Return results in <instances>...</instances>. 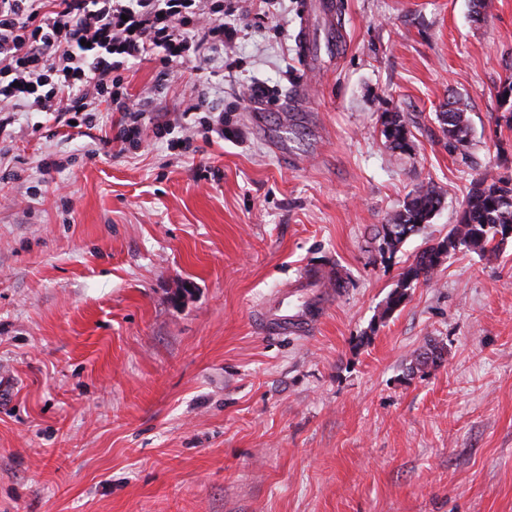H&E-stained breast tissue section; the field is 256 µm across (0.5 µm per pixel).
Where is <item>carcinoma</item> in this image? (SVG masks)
I'll return each mask as SVG.
<instances>
[{
	"label": "carcinoma",
	"mask_w": 512,
	"mask_h": 512,
	"mask_svg": "<svg viewBox=\"0 0 512 512\" xmlns=\"http://www.w3.org/2000/svg\"><path fill=\"white\" fill-rule=\"evenodd\" d=\"M437 119L448 145L457 149L468 142V122L465 112L456 100L448 102ZM381 133L387 147L394 153L407 154L412 149L408 117L402 112H384ZM441 196L435 187L422 185L407 196L403 208L389 223L382 225L384 249L395 251L408 236L419 232L437 213ZM512 227V187L501 179L479 178L471 182L457 223L441 240L426 246L405 268L395 287L389 293L381 318L390 317L399 310L408 297V290L418 282L434 279L439 267L456 253L465 250L484 254L493 244H502L498 237L503 228ZM444 347L428 342L415 358V368L421 369L443 360Z\"/></svg>",
	"instance_id": "obj_1"
}]
</instances>
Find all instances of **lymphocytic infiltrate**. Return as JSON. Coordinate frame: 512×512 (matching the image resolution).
<instances>
[{
  "label": "lymphocytic infiltrate",
  "instance_id": "1",
  "mask_svg": "<svg viewBox=\"0 0 512 512\" xmlns=\"http://www.w3.org/2000/svg\"><path fill=\"white\" fill-rule=\"evenodd\" d=\"M224 0H0V128L20 112L92 125L100 104L121 115L116 142L139 146L144 130L191 149L195 127L223 134L212 80L224 60ZM156 54L151 94L132 97L127 62ZM194 63L192 91L177 111L154 97Z\"/></svg>",
  "mask_w": 512,
  "mask_h": 512
}]
</instances>
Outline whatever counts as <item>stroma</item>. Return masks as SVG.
Segmentation results:
<instances>
[{"label": "stroma", "mask_w": 512, "mask_h": 512, "mask_svg": "<svg viewBox=\"0 0 512 512\" xmlns=\"http://www.w3.org/2000/svg\"><path fill=\"white\" fill-rule=\"evenodd\" d=\"M301 2L261 20L244 0L224 135L190 152L100 148L105 104L89 129L21 112L0 133V512H512V239L380 317L471 181H512V0H333L309 66ZM451 97L461 151L436 118ZM385 112L410 117L411 153ZM427 184L431 223L381 254ZM334 266L347 286L309 289L312 332L262 329L301 270ZM431 339L442 362L413 370ZM381 133L387 147L400 155L412 149L408 117L402 112H385L381 116Z\"/></svg>", "instance_id": "stroma-1"}]
</instances>
